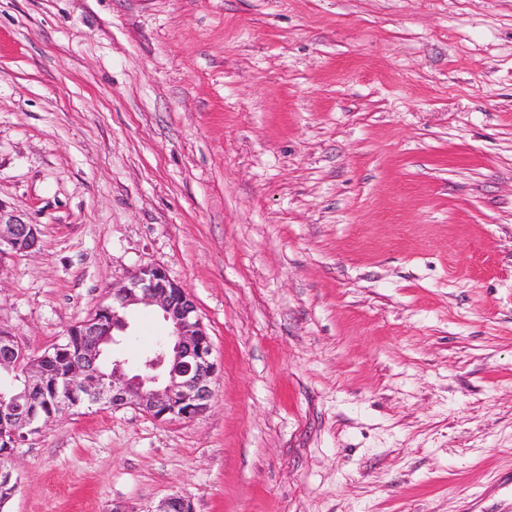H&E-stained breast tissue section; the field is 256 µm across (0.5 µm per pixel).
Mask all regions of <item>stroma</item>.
Segmentation results:
<instances>
[{
    "instance_id": "35a3bbf8",
    "label": "stroma",
    "mask_w": 512,
    "mask_h": 512,
    "mask_svg": "<svg viewBox=\"0 0 512 512\" xmlns=\"http://www.w3.org/2000/svg\"><path fill=\"white\" fill-rule=\"evenodd\" d=\"M0 203L30 353L156 265L217 366L56 416L1 512H512V0H0ZM39 233L37 224L25 221L0 203V265L8 256L33 251L39 242Z\"/></svg>"
}]
</instances>
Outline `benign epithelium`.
<instances>
[{"label": "benign epithelium", "instance_id": "obj_1", "mask_svg": "<svg viewBox=\"0 0 512 512\" xmlns=\"http://www.w3.org/2000/svg\"><path fill=\"white\" fill-rule=\"evenodd\" d=\"M38 225L25 221L0 202V261L33 251L39 242ZM114 305H101L78 324L85 340L65 355L67 378L88 405L112 409L134 407L156 420H190L203 414L213 398L216 364L212 343L197 316V307L187 290L172 281L157 266L140 268L126 283L112 289ZM140 304L157 308L168 324L167 341L147 362L137 365L118 355L108 356L109 346L121 344L129 328L128 313ZM61 351L56 345L39 356L27 350L6 332H0V368L23 371L22 402L0 419V439L10 449L50 422L34 423L27 406L40 401L53 386L49 362ZM154 512H194L190 498L175 494L164 499Z\"/></svg>", "mask_w": 512, "mask_h": 512}]
</instances>
